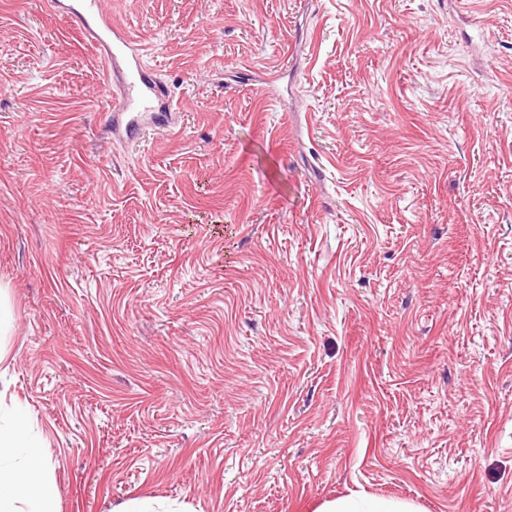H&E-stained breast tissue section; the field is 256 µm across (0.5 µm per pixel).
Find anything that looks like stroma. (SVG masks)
Segmentation results:
<instances>
[{"mask_svg":"<svg viewBox=\"0 0 512 512\" xmlns=\"http://www.w3.org/2000/svg\"><path fill=\"white\" fill-rule=\"evenodd\" d=\"M178 126L0 0V404L59 512H512V0H104ZM316 512H421V510L409 501L361 493L325 501Z\"/></svg>","mask_w":512,"mask_h":512,"instance_id":"stroma-1","label":"stroma"}]
</instances>
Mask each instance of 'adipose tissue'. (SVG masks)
<instances>
[{
	"label": "adipose tissue",
	"instance_id": "adipose-tissue-1",
	"mask_svg": "<svg viewBox=\"0 0 512 512\" xmlns=\"http://www.w3.org/2000/svg\"><path fill=\"white\" fill-rule=\"evenodd\" d=\"M42 439L22 408L0 410V512H58L56 487ZM317 512H421L409 501L355 494L324 502Z\"/></svg>",
	"mask_w": 512,
	"mask_h": 512
}]
</instances>
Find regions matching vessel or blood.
I'll list each match as a JSON object with an SVG mask.
<instances>
[{
  "instance_id": "vessel-or-blood-1",
  "label": "vessel or blood",
  "mask_w": 512,
  "mask_h": 512,
  "mask_svg": "<svg viewBox=\"0 0 512 512\" xmlns=\"http://www.w3.org/2000/svg\"><path fill=\"white\" fill-rule=\"evenodd\" d=\"M48 10L64 18L73 31L106 51L104 68L112 93V134L131 138L141 128L144 116L160 125L172 126L174 107L165 85L146 67L145 48L129 32L115 24L102 0H46Z\"/></svg>"
}]
</instances>
